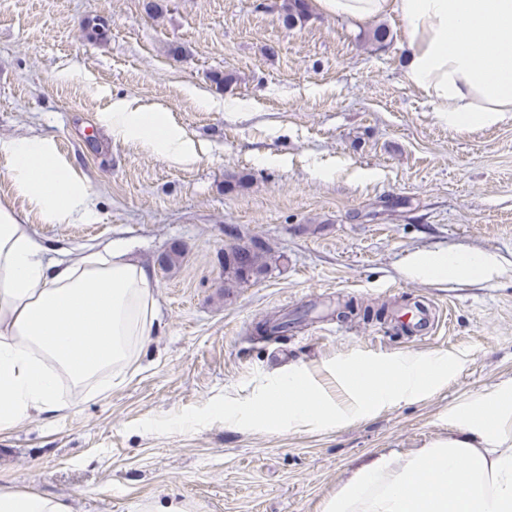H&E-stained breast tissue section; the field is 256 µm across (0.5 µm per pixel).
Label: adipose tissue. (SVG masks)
<instances>
[{"label": "adipose tissue", "instance_id": "adipose-tissue-1", "mask_svg": "<svg viewBox=\"0 0 512 512\" xmlns=\"http://www.w3.org/2000/svg\"><path fill=\"white\" fill-rule=\"evenodd\" d=\"M361 24L386 13L406 25V78L452 128L512 114V0H315ZM118 140L138 139L175 163L197 158L164 112L113 100L102 115ZM19 192L52 223L89 224L92 192L46 137L0 139ZM28 221L0 202V433L33 413L70 407L63 385L98 396L137 359L156 318L154 285L122 245L48 258ZM490 253L413 258L414 277L489 279ZM0 512H74L66 500L0 485ZM325 512H512V383L467 404L447 438L403 460L382 456L347 481Z\"/></svg>", "mask_w": 512, "mask_h": 512}]
</instances>
